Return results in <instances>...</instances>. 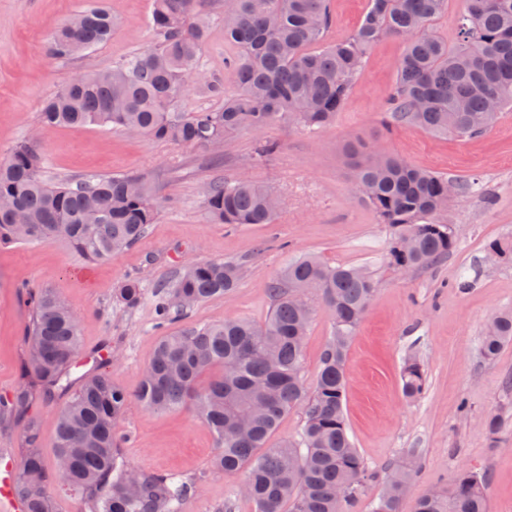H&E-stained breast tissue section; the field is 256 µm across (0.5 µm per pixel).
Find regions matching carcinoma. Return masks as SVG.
Returning a JSON list of instances; mask_svg holds the SVG:
<instances>
[{
	"label": "carcinoma",
	"mask_w": 512,
	"mask_h": 512,
	"mask_svg": "<svg viewBox=\"0 0 512 512\" xmlns=\"http://www.w3.org/2000/svg\"><path fill=\"white\" fill-rule=\"evenodd\" d=\"M447 0H370L357 29L319 50L331 24L326 0H152L150 25L158 43L104 71L80 75L48 99L40 114L46 129L107 126L186 146L208 147L240 129L262 130L288 119L310 130L333 124L366 53L387 38L400 40L395 94L386 124L417 125L431 134L475 138L512 107V0H467L453 46L427 33ZM238 54L229 60L237 93L221 109L179 112L174 103L200 70L203 43L213 18ZM115 21L90 3L51 37L59 58L93 50L112 37ZM363 200L393 230L390 255L402 269H426L448 257L456 227L444 219L448 178L371 152L348 147ZM0 243L64 241L79 258L106 260L134 244L157 223L150 176L142 172L94 175L75 183L46 178L36 146L21 141L0 163ZM273 189L248 180L209 186L206 213L214 224H271L282 210ZM238 260L187 265L155 286L156 314L170 323L199 303L239 284ZM273 306L256 324L226 318L156 345L134 393L105 373L86 378L57 412L56 455L69 459L68 486L89 498L91 512H183L194 479L131 468L122 460L118 423L131 400L153 410L189 409L216 437L211 470L244 473L241 494L255 512H351L373 475L348 434L344 416L346 355L375 296L373 278L355 267L332 266L305 255L285 266L268 285ZM148 293L141 277L127 278L116 299L133 308ZM316 297L332 317L313 388L302 378ZM29 377L50 398L65 389L79 347L75 315L50 290L31 298ZM512 341V308L496 313L480 352L494 359ZM406 398H419L426 374L415 359L402 371ZM28 389L0 397V409L27 411ZM299 408V438L274 445L271 438L288 411ZM18 491L31 512H53L45 487L60 476L47 470L38 450L40 430L26 420ZM410 463L391 465L371 512H400L411 479ZM489 481L476 471L457 473L442 493L421 497L415 512H489Z\"/></svg>",
	"instance_id": "carcinoma-1"
}]
</instances>
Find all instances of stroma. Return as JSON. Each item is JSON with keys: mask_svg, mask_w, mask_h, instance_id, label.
Here are the masks:
<instances>
[{"mask_svg": "<svg viewBox=\"0 0 512 512\" xmlns=\"http://www.w3.org/2000/svg\"><path fill=\"white\" fill-rule=\"evenodd\" d=\"M84 3L0 0V161L17 142L30 140L54 182L148 172L159 218L139 242L104 262H83L58 240L0 244V397L30 384L28 290L53 291L78 319L81 345L70 370L72 387L103 370L132 392L163 331L156 326L153 296L132 309L116 301L115 291L127 277L137 274L154 283L198 260L242 259L239 286L200 303L173 328L187 331L227 317L260 324L272 308L268 283L290 260L313 253L374 277L376 294L347 356L344 413L349 436L372 470L384 471L417 449L402 512H414L421 495L446 488L456 473L469 470L489 473L490 512H512V343L491 361L479 351L488 317L512 307V259L493 262L486 254L488 242L512 236V108L474 139L384 126L403 51L400 41L386 39L367 54L335 124L316 132L285 119L259 133L242 128L197 148L135 138L117 127L45 129L39 121L43 103L74 76L111 68L158 41L149 25L152 0H103L120 21L111 40L82 55L53 56L52 33ZM328 6L332 24L324 41L330 44L359 26L369 0H328ZM235 52L224 40L223 25L212 22L202 62L222 81L224 93L212 96L190 85L176 109L223 107L225 96L237 90L233 71L224 66ZM357 140L413 166L475 182L476 195L455 201L448 211L457 241L447 259L423 270L391 263V230L362 201L345 153ZM268 141L277 142L278 151L258 156ZM236 179L274 187L284 198L273 223L208 221L209 185ZM462 278L468 290L459 289ZM331 325L328 311L316 308L305 348L306 385L315 383ZM106 344L112 361L103 365L97 353ZM411 353L427 376V389L415 401L401 390L403 361ZM70 395V389L50 399L37 392L30 400L28 415L39 422V450L46 461L54 459L57 411ZM493 415L502 421L495 435L487 427ZM119 433L129 466L196 478L185 512H224L228 500L233 512H254L252 503L235 494L241 475L210 470L216 438L189 410L156 412L134 402Z\"/></svg>", "mask_w": 512, "mask_h": 512, "instance_id": "stroma-1", "label": "stroma"}]
</instances>
